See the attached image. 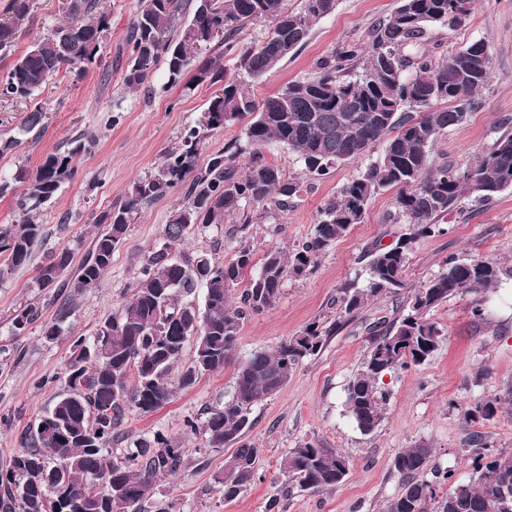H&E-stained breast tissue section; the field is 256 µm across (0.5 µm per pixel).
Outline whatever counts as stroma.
Listing matches in <instances>:
<instances>
[{"mask_svg":"<svg viewBox=\"0 0 512 512\" xmlns=\"http://www.w3.org/2000/svg\"><path fill=\"white\" fill-rule=\"evenodd\" d=\"M100 4L111 18L100 49L101 67L80 77L59 72L31 101L0 99V139L18 136L21 122L35 105L48 109L40 135L0 157V179L11 183L8 193L0 196V225L18 220L16 200L23 187L12 180L17 164L33 170L45 155L66 148L80 135L96 139L92 151L77 157L76 177L36 214L44 236L34 247L31 264L0 277V467L9 464L29 426L56 396L58 388L52 380L66 369L71 337L93 335L102 320L118 311L143 258L161 245L164 226L182 197L171 195L141 209L115 251L111 268L88 294H77L70 287L39 288L37 264L49 252L64 248L73 252L75 261H82L98 231L96 216L124 197L137 180L157 170L185 130L195 125L214 93L206 85L191 92L179 86L167 88L160 65L141 89L126 90L123 71L115 61L142 0H100ZM395 6L396 0H338L334 13L313 25L292 57L249 82L252 98L263 102L288 82L308 77L317 62L341 43H368L373 26ZM68 20L65 0H33L32 18L23 24L15 51H24L34 39ZM473 40L488 47L490 80L479 95L478 108L438 137L430 151L431 161L437 163H475L497 137L512 132V0H476L464 26L432 28L428 46L439 55ZM263 152L285 173L302 176L303 191L288 211L264 217L259 208H252L256 217L252 241L260 254L271 247L291 250L295 241L310 232L324 202L375 159L370 153L336 167L326 178L315 179L303 176L301 163L278 142H269ZM395 196L392 190L376 194L363 223L337 241L312 274L285 281L278 303L245 323L237 357L274 349L306 324L334 313L338 289L348 282L365 281L368 251L378 242L391 244L403 232V225L385 221L395 209ZM442 222L446 234L415 243L407 270L410 286L441 271L451 254L462 260L480 256L512 266V189L487 203L465 202ZM233 227L230 220L210 226L190 236L185 248L219 260L230 258L236 244ZM479 302L485 307L480 319L472 314ZM396 303L390 296L369 304L318 355L304 359L277 395L254 406L249 438L264 450L261 479L236 500L225 502L215 481L224 466L225 449L209 447L203 435L186 433L184 428L186 419H204L207 409L229 394L233 368L205 374L192 388L175 389L171 401L155 412L127 407L110 446L111 455L124 456L136 442L152 439L158 432L186 448L178 473L157 478L149 495L150 503L173 505L174 512H265L273 496L280 501L279 512H382L400 485L394 456L417 442L434 448L436 463L453 469L459 482L473 481L465 412L474 401L512 384V280L492 290L456 295L431 312L442 331V343L426 362L383 377L381 384L389 392L384 419L375 432L366 434L345 411V388L369 349L367 325L392 316ZM63 304L70 309L64 333L46 341L43 327ZM25 307L35 308L38 319L22 336H9L12 315ZM44 378L49 381L45 387L40 384ZM314 436L350 459L347 479L334 490L314 493L284 480L280 473L279 464L288 449Z\"/></svg>","mask_w":512,"mask_h":512,"instance_id":"obj_1","label":"stroma"}]
</instances>
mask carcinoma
<instances>
[{
  "label": "carcinoma",
  "instance_id": "cac0c4a2",
  "mask_svg": "<svg viewBox=\"0 0 512 512\" xmlns=\"http://www.w3.org/2000/svg\"><path fill=\"white\" fill-rule=\"evenodd\" d=\"M31 4L9 0L11 17L0 21V53L9 55L16 44L19 27L31 18ZM336 5L337 0H299L298 8L291 10L287 0H195L190 18L176 31L173 23L184 10L183 0H143L126 34L125 88L144 86L161 63L170 86L191 91L208 83L219 89L204 121L184 132L158 171L135 182L97 217L103 230L72 282H67L70 250L53 251L38 265V287L71 286L86 294L98 287L142 207L176 193L183 196L165 225L164 242L144 258L118 313L102 321L94 335L73 338L60 392L10 464L0 469V512H52L53 500L59 498L69 512H146L155 477L177 472L186 449L160 434L121 458L111 456L107 444L117 434L127 406L153 413L168 404L175 368L180 387L187 389L207 373L234 367L233 389L224 402L209 409L201 423L185 421L186 432H201L210 446L231 449L217 477L224 500L230 502L259 480L263 449L247 440L255 404L279 392L303 359L317 355L327 339L367 305L388 295L402 296L395 317L369 327L367 355L346 388V411L370 434L384 416L386 392L380 378L427 361L442 341L430 312L460 293L512 278L511 266L450 255L438 274L402 295L419 238L446 233L439 220L463 198L484 203L512 188V133L501 135L474 166L430 160L435 141L478 106V95L490 79L487 45L481 40L439 59L424 48L431 26L464 25L472 0H397V7L373 27L368 45H339L312 76L289 83L261 104L224 71L223 59L229 56L249 77H263L294 54L312 25L333 13ZM69 13V23L31 42L12 60L0 77V97L30 99L60 70L86 71L99 62L100 45L111 28L109 14L98 0H69ZM261 19L272 23L268 37L256 47L241 46L242 21ZM438 103L447 107L434 108ZM45 113L42 105L34 108L23 133L41 130ZM245 118L249 122L243 137L199 165L204 140ZM270 140L296 155L308 176H327L378 145L382 153L324 203L311 232L291 251L269 249L257 260L249 207L258 205L266 214L285 212L302 188L301 177L286 175L265 158L263 148ZM92 145V137H83L48 155L33 171L17 168L13 180L24 184L16 202L22 217L17 224L0 226V254L7 255L10 267L28 263L43 237V225L32 214L75 177V156ZM384 189L396 190L388 223L405 228L395 242L369 251L366 284L349 282L339 288L336 318L308 324L271 351L235 358L244 324L275 306L285 280L311 274L327 251L364 221L369 201ZM232 215L240 220L233 229L232 258L217 261L176 250L186 237L221 225ZM200 289L202 310L191 300ZM68 314V307L58 308L44 325L46 340L61 335ZM37 317L31 307L19 310L10 335H21ZM191 338L195 345L187 357L185 344ZM483 402L487 410L470 419L474 425L493 419L512 403V386ZM486 444L481 431L470 433L469 453L477 477L469 484L457 482L454 470L434 464V449L428 444L400 449L393 468L401 483L383 512H512L504 498L505 488H512V451L490 454ZM279 469L285 480L306 489L332 490L349 475L350 460L312 437L288 449ZM427 473L431 477H425ZM441 487L445 493L439 497ZM121 492L131 493L125 508L110 507L107 499Z\"/></svg>",
  "mask_w": 512,
  "mask_h": 512
}]
</instances>
